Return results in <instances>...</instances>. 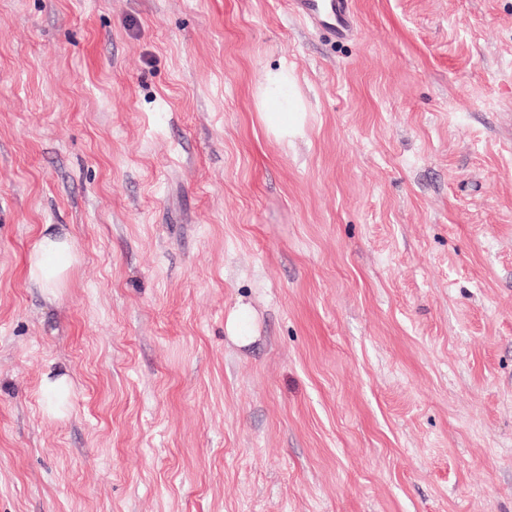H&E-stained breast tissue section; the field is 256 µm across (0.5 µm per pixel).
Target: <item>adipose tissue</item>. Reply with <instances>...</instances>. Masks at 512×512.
I'll return each mask as SVG.
<instances>
[{"instance_id":"adipose-tissue-1","label":"adipose tissue","mask_w":512,"mask_h":512,"mask_svg":"<svg viewBox=\"0 0 512 512\" xmlns=\"http://www.w3.org/2000/svg\"><path fill=\"white\" fill-rule=\"evenodd\" d=\"M303 104L288 70L269 73L261 98L260 116L265 125L280 136L294 134L302 121ZM73 262L68 235L46 232L30 253L27 277L31 283L55 295Z\"/></svg>"}]
</instances>
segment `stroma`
<instances>
[{"mask_svg":"<svg viewBox=\"0 0 512 512\" xmlns=\"http://www.w3.org/2000/svg\"><path fill=\"white\" fill-rule=\"evenodd\" d=\"M355 13L0 0V512H512V0ZM293 13L340 41L356 32L353 0H289ZM303 104L288 70L269 72L261 98L260 116L276 134H294L302 121ZM72 262L69 236L46 231L28 257V280L43 288L48 295L56 296V290L62 286ZM69 384L66 377L44 380V392L47 398V409L51 413H59L64 408L68 395Z\"/></svg>","mask_w":512,"mask_h":512,"instance_id":"obj_1","label":"stroma"}]
</instances>
